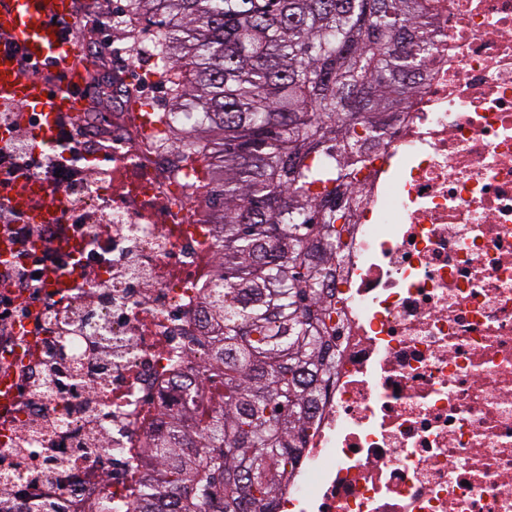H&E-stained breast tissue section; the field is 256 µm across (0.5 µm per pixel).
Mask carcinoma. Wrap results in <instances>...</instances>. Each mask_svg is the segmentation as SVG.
Returning <instances> with one entry per match:
<instances>
[{
  "mask_svg": "<svg viewBox=\"0 0 512 512\" xmlns=\"http://www.w3.org/2000/svg\"><path fill=\"white\" fill-rule=\"evenodd\" d=\"M427 0H127L155 21L159 145L222 225L218 329L188 395L147 436L132 512H273L332 370L337 268L365 151L410 107L430 59Z\"/></svg>",
  "mask_w": 512,
  "mask_h": 512,
  "instance_id": "obj_1",
  "label": "carcinoma"
}]
</instances>
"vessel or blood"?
I'll list each match as a JSON object with an SVG mask.
<instances>
[{
	"instance_id": "1",
	"label": "vessel or blood",
	"mask_w": 512,
	"mask_h": 512,
	"mask_svg": "<svg viewBox=\"0 0 512 512\" xmlns=\"http://www.w3.org/2000/svg\"><path fill=\"white\" fill-rule=\"evenodd\" d=\"M70 14V0H0V105L33 108L34 132L47 146L58 136L59 117L84 108L83 54L59 24ZM37 200L19 191L12 176L0 173V206L28 224L56 222V211L37 207Z\"/></svg>"
}]
</instances>
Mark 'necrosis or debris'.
<instances>
[{
  "label": "necrosis or debris",
  "mask_w": 512,
  "mask_h": 512,
  "mask_svg": "<svg viewBox=\"0 0 512 512\" xmlns=\"http://www.w3.org/2000/svg\"><path fill=\"white\" fill-rule=\"evenodd\" d=\"M434 4L435 60L363 171L336 283V365L274 512H512V0ZM78 126L129 171L109 215L112 267L89 265L92 331L66 339L84 377L92 336L106 337L112 377L86 412L29 400L44 335L32 330L23 360L7 326L0 368L20 389L0 423L48 412L73 439L95 418L102 447L58 475L65 510L132 512L149 431L207 364L218 227L137 120L84 111Z\"/></svg>",
  "instance_id": "1"
}]
</instances>
